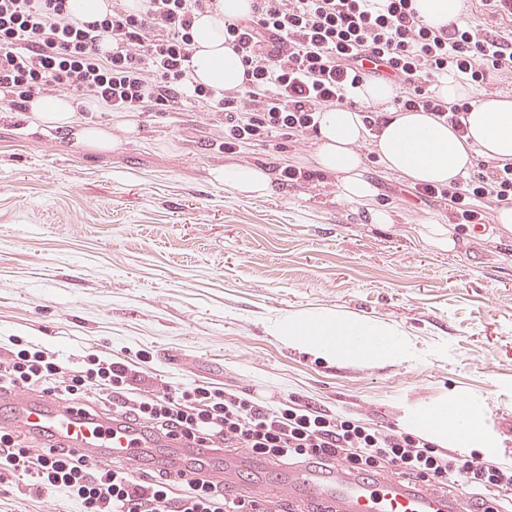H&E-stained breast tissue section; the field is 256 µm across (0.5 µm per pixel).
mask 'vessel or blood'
I'll return each mask as SVG.
<instances>
[{
  "label": "vessel or blood",
  "instance_id": "b4317fda",
  "mask_svg": "<svg viewBox=\"0 0 512 512\" xmlns=\"http://www.w3.org/2000/svg\"><path fill=\"white\" fill-rule=\"evenodd\" d=\"M13 413L6 427L18 428L32 437L52 433L63 445L88 459L102 462L124 460L137 466L142 456L130 432L111 422L88 421L68 412L47 396L20 395L12 401ZM288 491L297 498H309L333 512H448L449 502L438 492L413 490L396 476L380 475L357 479L343 472H321L306 468L288 480Z\"/></svg>",
  "mask_w": 512,
  "mask_h": 512
}]
</instances>
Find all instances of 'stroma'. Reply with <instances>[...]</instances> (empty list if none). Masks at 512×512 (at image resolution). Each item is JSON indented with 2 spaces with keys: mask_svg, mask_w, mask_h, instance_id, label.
<instances>
[{
  "mask_svg": "<svg viewBox=\"0 0 512 512\" xmlns=\"http://www.w3.org/2000/svg\"><path fill=\"white\" fill-rule=\"evenodd\" d=\"M195 108L139 115L136 137L99 152L0 112V353L15 344L60 357L112 354L149 379L214 382L298 397L377 425L456 394L486 406L485 457L512 464V235L485 230L440 252L417 240L447 204L420 201L362 147L373 204L336 180L275 184L239 198L211 172L240 162ZM315 137L249 161L303 165ZM335 310L392 325L421 349L407 361L328 363L272 334L296 311ZM0 512H83L64 489L0 485Z\"/></svg>",
  "mask_w": 512,
  "mask_h": 512,
  "instance_id": "1",
  "label": "stroma"
}]
</instances>
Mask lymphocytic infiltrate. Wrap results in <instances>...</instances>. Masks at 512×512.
I'll use <instances>...</instances> for the list:
<instances>
[{
  "mask_svg": "<svg viewBox=\"0 0 512 512\" xmlns=\"http://www.w3.org/2000/svg\"><path fill=\"white\" fill-rule=\"evenodd\" d=\"M137 2L132 10L112 0L101 19L81 22L68 0H0V112H22L30 99L62 92L106 112L162 114L191 104L221 128L225 152L246 154L316 134L329 106L357 109L369 134L379 135L385 112L358 100L372 77L396 86V111L424 112L454 129L473 101L447 104L437 92L441 80L483 88L512 79V31L460 22L435 28L414 0H250L246 17L224 23V43L243 64L241 85L205 86L191 78L193 23L216 11L218 0ZM411 194L446 202L458 223L480 224L481 203L512 206V161L449 185L417 184ZM34 388L70 401L78 416L94 417L98 404L139 439L194 451L178 474L162 461L155 474L138 476L99 468L50 435L32 452L22 431L0 427V470L39 493L68 488L85 512H287L212 473L208 453L228 448L278 466L360 478L392 473L407 486L443 493L482 489L512 505L511 466L294 398L274 404L206 381L145 387L129 361L99 354L65 361L35 345L0 360V390Z\"/></svg>",
  "mask_w": 512,
  "mask_h": 512,
  "instance_id": "obj_1",
  "label": "lymphocytic infiltrate"
}]
</instances>
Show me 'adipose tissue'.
Instances as JSON below:
<instances>
[{"mask_svg": "<svg viewBox=\"0 0 512 512\" xmlns=\"http://www.w3.org/2000/svg\"><path fill=\"white\" fill-rule=\"evenodd\" d=\"M249 5V0H224L222 15L197 19L198 39L192 58L197 82L227 88L241 83L243 68L224 44V22L247 14ZM440 94L451 104L473 98L465 136H457L448 124L423 112L391 114L374 144L386 170L415 183L448 184L465 175L476 157L512 159V98L479 97L472 86L452 78L442 81ZM28 120L32 126L48 130H73L76 140L99 151L118 147L121 135L136 133L138 125L133 112L113 113L104 123H85L77 103L66 96L31 100ZM366 139L358 113L330 107L321 114L311 156L320 169L338 176L340 196L358 204L366 203L376 192L365 175L360 153ZM212 176L223 183L225 191L238 197H264L272 190L270 175L261 167L227 164L213 170ZM273 334L286 346L326 361L365 365L403 361L418 351L404 333L365 317L333 311L319 316L289 314L274 326ZM410 428L442 448L451 442L462 448L487 445L484 408L473 400L451 397L418 411Z\"/></svg>", "mask_w": 512, "mask_h": 512, "instance_id": "adipose-tissue-1", "label": "adipose tissue"}]
</instances>
